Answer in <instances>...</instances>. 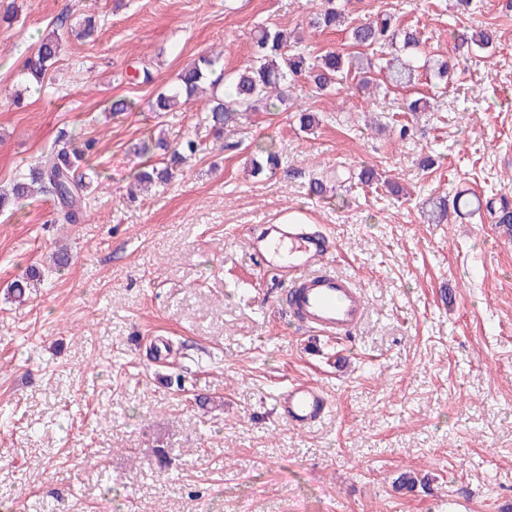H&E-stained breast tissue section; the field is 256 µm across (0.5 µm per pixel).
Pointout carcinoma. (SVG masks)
Listing matches in <instances>:
<instances>
[{
	"mask_svg": "<svg viewBox=\"0 0 512 512\" xmlns=\"http://www.w3.org/2000/svg\"><path fill=\"white\" fill-rule=\"evenodd\" d=\"M343 19L338 0H320L308 25L314 29L333 30ZM350 39L353 44L372 50L398 46L405 55L397 54L386 61L389 85L401 88L411 85L420 53V38L415 30L400 27L385 18L352 28ZM457 40L460 49L470 52L492 44V35L485 31L462 32ZM61 47L62 40L57 32L42 37L36 46L29 48L21 62L20 74L30 81L43 83L48 70L58 60ZM221 58L220 53L200 56L179 74L176 84L157 95L152 111L166 112L189 101L198 85L207 82L213 94L200 113V125L206 132L220 137L267 101L269 90L273 88L280 90L278 105L274 106L278 111L280 106L287 105L291 88L300 78L315 93L323 95L332 92L354 67L363 75L362 84L369 85V73L374 69L370 59L354 62L334 52L313 58L298 46V42L291 40L287 31L268 24L258 26L255 31L250 59L242 68L227 75ZM91 148L92 142L83 139L79 133L62 135L61 145L36 165L18 173L8 186L0 188V213L11 214L27 200L48 197L53 200L62 221L75 223L91 194L92 177L80 171L82 166L88 165ZM203 150V139L198 136L188 138L174 148L163 138L151 144L145 142L135 149V153L144 157L150 152H159L165 160L164 166L146 160L133 177L147 186L167 185L176 177L178 165ZM278 163L276 151L270 147L261 148L252 159L253 174L258 176L268 169L273 170Z\"/></svg>",
	"mask_w": 512,
	"mask_h": 512,
	"instance_id": "1",
	"label": "carcinoma"
}]
</instances>
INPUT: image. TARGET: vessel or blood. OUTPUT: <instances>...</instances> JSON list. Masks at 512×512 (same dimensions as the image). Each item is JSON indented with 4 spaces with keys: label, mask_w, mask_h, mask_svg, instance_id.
I'll use <instances>...</instances> for the list:
<instances>
[{
    "label": "vessel or blood",
    "mask_w": 512,
    "mask_h": 512,
    "mask_svg": "<svg viewBox=\"0 0 512 512\" xmlns=\"http://www.w3.org/2000/svg\"><path fill=\"white\" fill-rule=\"evenodd\" d=\"M289 241L288 259L276 269L288 282L286 308L293 322L320 335L345 339L362 322L365 300L351 279L320 266L328 237L302 224L280 230ZM290 426L303 429L318 423L329 403L324 391L307 383H292L278 398Z\"/></svg>",
    "instance_id": "1"
}]
</instances>
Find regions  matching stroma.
<instances>
[{
	"instance_id": "stroma-1",
	"label": "stroma",
	"mask_w": 512,
	"mask_h": 512,
	"mask_svg": "<svg viewBox=\"0 0 512 512\" xmlns=\"http://www.w3.org/2000/svg\"><path fill=\"white\" fill-rule=\"evenodd\" d=\"M478 3L345 0L342 25L315 31L314 0H0L17 12L0 25V185L72 129L100 173L76 223H52L42 199L0 216V512H512V234L486 208L512 201V11ZM88 15L94 35L74 38ZM386 15L419 31L421 60L447 61V82L422 68L383 96L354 76L296 91L128 197L136 144L196 135L200 103L151 105L200 55L237 70L259 22L313 55L354 54L350 29ZM55 29L60 57L27 87L20 56ZM465 30L492 46L460 54ZM138 63L151 83H130ZM115 97L134 110L112 113ZM302 110L317 118L305 131ZM261 145L281 164L259 179ZM365 167L379 181L358 183ZM442 198L458 209L435 224ZM287 210L364 292L348 340L291 328L283 279L256 269L252 229ZM32 266L43 278L17 302L7 286ZM297 381L330 402L308 429L277 406ZM408 471L426 489L394 490Z\"/></svg>"
}]
</instances>
